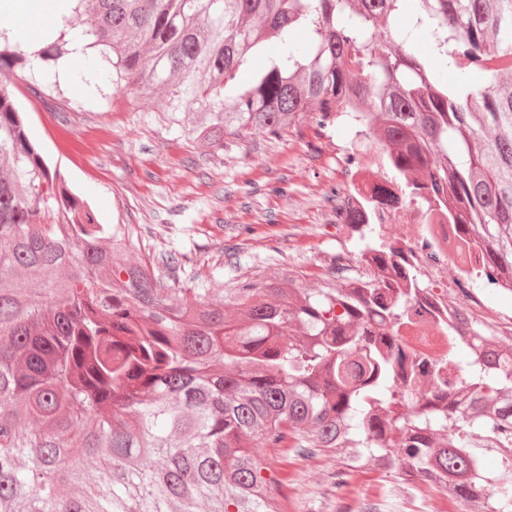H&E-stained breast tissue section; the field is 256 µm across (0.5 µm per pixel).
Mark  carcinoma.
<instances>
[{"label": "carcinoma", "mask_w": 512, "mask_h": 512, "mask_svg": "<svg viewBox=\"0 0 512 512\" xmlns=\"http://www.w3.org/2000/svg\"><path fill=\"white\" fill-rule=\"evenodd\" d=\"M81 34L112 88L166 98L171 123L211 151L255 132L322 135L323 114L364 95L415 164L439 163L484 275L512 276V0H74ZM412 18L427 42L396 24ZM362 53L359 78L345 48ZM67 51L60 36L43 62ZM265 65L249 70L250 61ZM0 512H288L271 475L325 452L346 466L364 448L402 487L428 481L470 512H512V496L473 478L459 433L512 429V368L463 367L485 409L416 383L414 409L395 340L376 345L369 313L391 326L410 294L374 276L344 286L267 281L224 293L177 288L131 262L129 224H102L26 133L17 79H49L20 46L0 48ZM478 324L448 362L494 341Z\"/></svg>", "instance_id": "1"}]
</instances>
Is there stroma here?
<instances>
[{
  "mask_svg": "<svg viewBox=\"0 0 512 512\" xmlns=\"http://www.w3.org/2000/svg\"><path fill=\"white\" fill-rule=\"evenodd\" d=\"M87 79L32 91L19 84L27 131L49 165L60 167L104 224L133 227V258L182 288H241L273 278L312 285L318 263L338 249L358 253L366 240L323 227L336 182V146L347 135L330 127L319 148L294 135L226 139L221 151L188 141L169 125L164 97L136 101L109 91L101 107ZM315 468L294 463L296 512H335L320 455Z\"/></svg>",
  "mask_w": 512,
  "mask_h": 512,
  "instance_id": "1",
  "label": "stroma"
}]
</instances>
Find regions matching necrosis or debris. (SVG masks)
I'll list each match as a JSON object with an SVG mask.
<instances>
[{
    "mask_svg": "<svg viewBox=\"0 0 512 512\" xmlns=\"http://www.w3.org/2000/svg\"><path fill=\"white\" fill-rule=\"evenodd\" d=\"M335 119L349 127L336 155V229L374 228L386 250H365L354 257L337 253L323 264V272L339 278L357 267L389 288L403 287V274L416 279L421 288L397 336L418 361L447 356L449 333H463L468 321H493L498 337L493 350L512 344V311L491 303L492 297L512 291V282L500 277L473 287L482 268L481 252L472 236L462 232L448 194L433 196L431 165L405 168L401 150L389 141L378 114L359 99L340 105Z\"/></svg>",
    "mask_w": 512,
    "mask_h": 512,
    "instance_id": "necrosis-or-debris-1",
    "label": "necrosis or debris"
}]
</instances>
